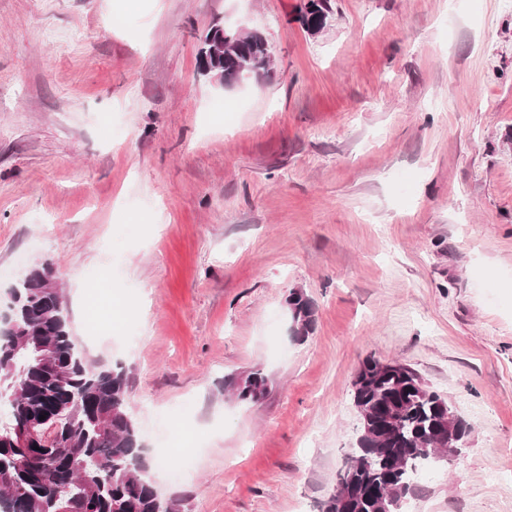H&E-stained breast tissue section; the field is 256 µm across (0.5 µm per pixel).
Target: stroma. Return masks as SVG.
I'll return each mask as SVG.
<instances>
[{"label":"stroma","instance_id":"obj_1","mask_svg":"<svg viewBox=\"0 0 512 512\" xmlns=\"http://www.w3.org/2000/svg\"><path fill=\"white\" fill-rule=\"evenodd\" d=\"M0 0V310L55 264L76 344L130 372L182 512H320L366 358L472 424L403 512H512V12L498 0ZM274 76L198 70L215 19ZM101 289H91V282ZM315 309L289 337L287 299ZM133 302L113 321L97 298ZM261 368L260 403L224 398ZM186 430L156 465L157 437ZM288 310L294 325L293 337L304 341L313 330L315 318L311 302L299 292L288 296Z\"/></svg>","mask_w":512,"mask_h":512}]
</instances>
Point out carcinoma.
<instances>
[{
    "label": "carcinoma",
    "mask_w": 512,
    "mask_h": 512,
    "mask_svg": "<svg viewBox=\"0 0 512 512\" xmlns=\"http://www.w3.org/2000/svg\"><path fill=\"white\" fill-rule=\"evenodd\" d=\"M331 13L330 0H320L308 23L319 28ZM202 43L216 48L206 61L213 76L228 78L236 65L255 80L273 72L268 42L257 32L242 34L216 19ZM54 279V263L45 260L14 283L19 333L0 335V383L21 382L9 421L0 423V512H179V503L161 498L148 477L127 369L96 367L83 356L63 289L43 287ZM288 310L293 337L307 339L315 322L311 302L293 292ZM224 391L257 403L269 380L254 368L224 379ZM353 403L361 434L322 512H401L416 472L438 463L440 451H462L472 432L448 400L398 362L365 359L353 381ZM54 411L62 419L49 445L20 443L17 430L42 427L39 416Z\"/></svg>",
    "instance_id": "1"
}]
</instances>
